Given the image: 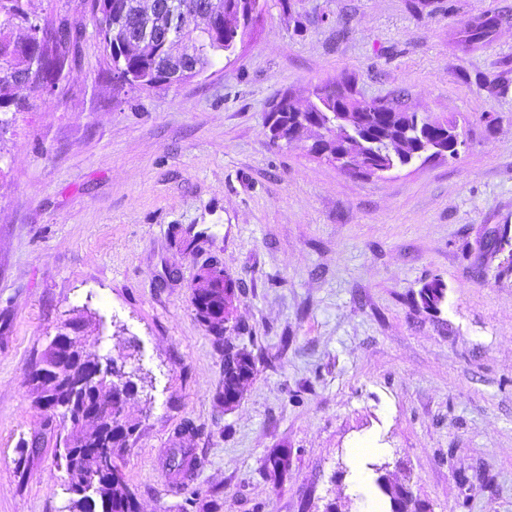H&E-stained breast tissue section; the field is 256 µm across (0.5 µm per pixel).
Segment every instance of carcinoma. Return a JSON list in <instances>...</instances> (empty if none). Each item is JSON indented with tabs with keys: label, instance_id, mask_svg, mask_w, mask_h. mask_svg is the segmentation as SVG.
I'll use <instances>...</instances> for the list:
<instances>
[{
	"label": "carcinoma",
	"instance_id": "carcinoma-1",
	"mask_svg": "<svg viewBox=\"0 0 512 512\" xmlns=\"http://www.w3.org/2000/svg\"><path fill=\"white\" fill-rule=\"evenodd\" d=\"M224 12L220 28L224 35L214 37L204 29H187L182 40L192 44L196 50L193 61L203 67H211L221 57L232 55L237 45L250 36L261 15L264 3L257 0H223ZM90 17L101 37L107 41L112 31L118 27L131 35L139 30L142 20L133 8L126 13L112 15L98 14L93 9L94 0H85ZM81 37V30L68 20H43L40 28H35L29 19L23 0H0V114L22 112L28 103L14 97L12 90L19 78L35 70L37 64L47 68L54 64L55 72L66 70L72 61L74 49ZM112 66V75L125 79V84L135 88H146L155 71L156 58L152 50L142 53L123 52L103 46ZM340 97L354 102L350 112L364 116L367 133L372 140L395 135L403 138L407 145L422 148L430 141L435 131L445 126L455 127L448 120L422 117L415 120L417 113H408L398 100H382L376 112H367L356 104L351 90L336 86ZM226 279L207 267L193 285V293L202 298L194 304L199 320L213 332L218 344L224 346V385L217 394V400L224 401L228 393L242 395V389L254 373L255 361L250 352L224 339V319L214 316L213 304L229 305L235 291L224 287ZM424 303L433 307L444 298V287L436 282L425 285L422 290ZM127 360L110 359L104 363L94 359L86 360L85 374L90 379L81 387L69 383H59L47 388L33 384L36 400L53 408L42 415L41 429L31 442H22L18 448L16 469L26 476L29 467L48 436L54 434L57 423H66L65 407L75 408L94 406L113 390H121L129 396L137 389L132 381V373L126 371ZM134 428L124 422L112 420V413L103 414L97 424L75 425L69 428L63 439V446L57 448L64 461L68 476V491L71 494L70 512H139L135 493L130 488L125 473L118 460L121 448L125 447L133 435ZM292 465L291 453L286 448L273 450L264 460L262 472L273 483H280ZM169 471L183 479L191 470L188 450L175 448L168 461ZM379 486L389 499L391 512H424L423 504L409 495L407 486L392 482L388 474L378 478Z\"/></svg>",
	"mask_w": 512,
	"mask_h": 512
}]
</instances>
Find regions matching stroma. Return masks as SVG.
<instances>
[{
  "label": "stroma",
  "mask_w": 512,
  "mask_h": 512,
  "mask_svg": "<svg viewBox=\"0 0 512 512\" xmlns=\"http://www.w3.org/2000/svg\"><path fill=\"white\" fill-rule=\"evenodd\" d=\"M27 9L83 35L58 93L0 136V512L69 510L53 445L15 469L41 426L30 374L69 321L145 379L119 460L140 512H386L384 462L430 512H512V0H266L230 59L146 90L113 80L83 0ZM347 77L456 122L466 150L366 179L269 146L276 101ZM210 263L256 361L230 410L192 304ZM175 448L195 459L191 508ZM276 448L292 454L277 487ZM292 465L291 453L286 448L274 449L264 460L262 472L274 485L280 483Z\"/></svg>",
  "instance_id": "obj_1"
}]
</instances>
